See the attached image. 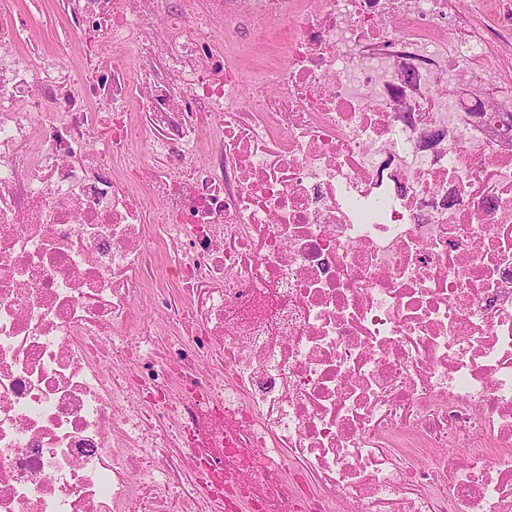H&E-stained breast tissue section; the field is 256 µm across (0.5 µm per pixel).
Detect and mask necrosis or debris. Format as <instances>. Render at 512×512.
Wrapping results in <instances>:
<instances>
[{
  "instance_id": "1",
  "label": "necrosis or debris",
  "mask_w": 512,
  "mask_h": 512,
  "mask_svg": "<svg viewBox=\"0 0 512 512\" xmlns=\"http://www.w3.org/2000/svg\"><path fill=\"white\" fill-rule=\"evenodd\" d=\"M163 4L0 11V512H512V0ZM59 1L61 0H0V8H17L20 10H25L34 15H38L42 10H54L59 15L60 25L57 26L52 32L43 28H37L32 32L31 41L34 45H38L40 47H46L50 41L55 39H64L65 32L67 27V21L65 16L62 14L59 6ZM261 58L260 53L253 52L251 50L238 52L231 58L232 62L240 68L245 80L247 81L248 88L246 89V98L243 102L244 106H247L252 99V81L254 68L259 59Z\"/></svg>"
}]
</instances>
